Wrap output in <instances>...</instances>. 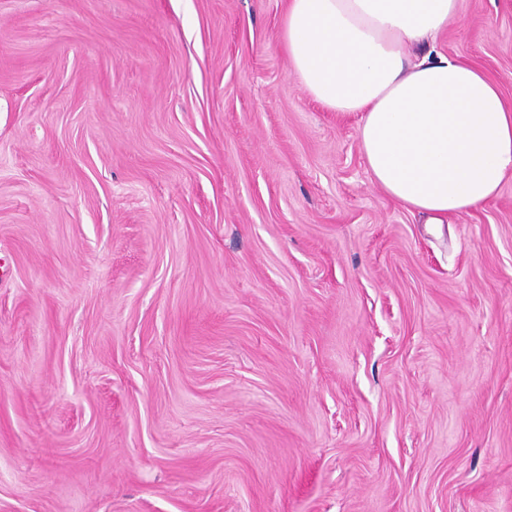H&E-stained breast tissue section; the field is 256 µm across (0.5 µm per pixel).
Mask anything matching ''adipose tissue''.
Listing matches in <instances>:
<instances>
[{
  "instance_id": "ef3b65f1",
  "label": "adipose tissue",
  "mask_w": 512,
  "mask_h": 512,
  "mask_svg": "<svg viewBox=\"0 0 512 512\" xmlns=\"http://www.w3.org/2000/svg\"><path fill=\"white\" fill-rule=\"evenodd\" d=\"M457 14L458 0H287L280 32L300 89L358 113L372 180L431 224L492 200L512 174V106L435 48Z\"/></svg>"
}]
</instances>
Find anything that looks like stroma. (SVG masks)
<instances>
[{"label":"stroma","mask_w":512,"mask_h":512,"mask_svg":"<svg viewBox=\"0 0 512 512\" xmlns=\"http://www.w3.org/2000/svg\"><path fill=\"white\" fill-rule=\"evenodd\" d=\"M283 8L0 0V512H512V176L410 214Z\"/></svg>","instance_id":"stroma-1"}]
</instances>
